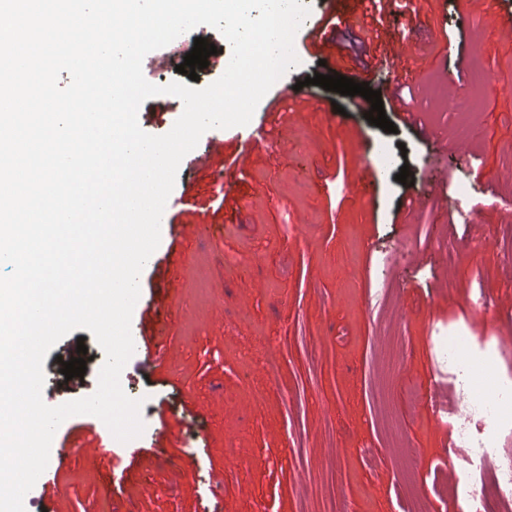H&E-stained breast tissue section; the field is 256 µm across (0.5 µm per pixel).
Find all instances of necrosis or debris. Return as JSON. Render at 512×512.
Returning a JSON list of instances; mask_svg holds the SVG:
<instances>
[{"label":"necrosis or debris","instance_id":"1","mask_svg":"<svg viewBox=\"0 0 512 512\" xmlns=\"http://www.w3.org/2000/svg\"><path fill=\"white\" fill-rule=\"evenodd\" d=\"M458 339L439 354L448 370V388L438 393L443 415L455 430L456 447L479 466L477 480L459 483L438 474L435 495L461 501L466 512H512V455L496 453L504 431L512 430V374H485L486 359L512 356V342L499 340L480 353L467 351Z\"/></svg>","mask_w":512,"mask_h":512}]
</instances>
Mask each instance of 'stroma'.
Here are the masks:
<instances>
[{
    "label": "stroma",
    "mask_w": 512,
    "mask_h": 512,
    "mask_svg": "<svg viewBox=\"0 0 512 512\" xmlns=\"http://www.w3.org/2000/svg\"><path fill=\"white\" fill-rule=\"evenodd\" d=\"M419 26L405 29L419 53L400 81L412 90L409 107L419 126L398 124L386 133L370 124L352 99L316 85L315 74L348 75L349 65H319L302 43L291 68L260 101L253 122L265 123L267 141L244 169L218 159L208 173L181 161L172 198L185 209L165 208L174 223L191 211L214 214L221 230L174 245L169 231L146 262L140 278L149 298L156 270L173 247L187 270L169 309L170 349L161 370L145 374L127 363L124 392L141 401V436L111 440L106 471L86 465L78 450L105 425L76 415L57 429L66 444L64 465H48L24 499L25 512H400L399 498L426 494V512H461L453 498L429 490L446 460L454 431L431 412L433 383L447 384L438 343L466 336L474 348L512 336V322L477 311L479 293L512 309V209L480 202L485 186L512 201V35L499 28L484 0H411ZM479 33L484 85L470 122L472 154L452 146L460 115L444 106L433 86L442 71L468 70L463 42ZM184 109L172 96L147 99L140 127L152 135L170 131ZM405 145L412 184L378 175L372 200L353 186L365 158L380 141ZM316 154H309L311 143ZM445 180L434 212L407 214L404 199L427 177ZM244 181L250 192L237 220L224 218L223 191ZM473 188L474 223L449 222L458 181ZM448 227L446 243L431 241L421 265L403 260L405 237L419 224ZM255 287H248V280ZM390 280L389 305L399 318L392 329L368 307L375 280ZM221 309L213 324L204 315ZM90 358L86 386L70 390L53 370L56 358L71 359L78 344ZM105 354L89 330H74L47 354L42 396L57 406L92 395ZM396 417L398 435L413 447L404 457L383 427L381 403ZM237 419L224 425L225 416ZM168 435H161V428ZM384 460L370 471L361 450ZM224 474L222 496L211 477ZM155 491L145 496L143 483ZM67 488L51 496L53 484Z\"/></svg>",
    "instance_id": "35a3bbf8"
}]
</instances>
